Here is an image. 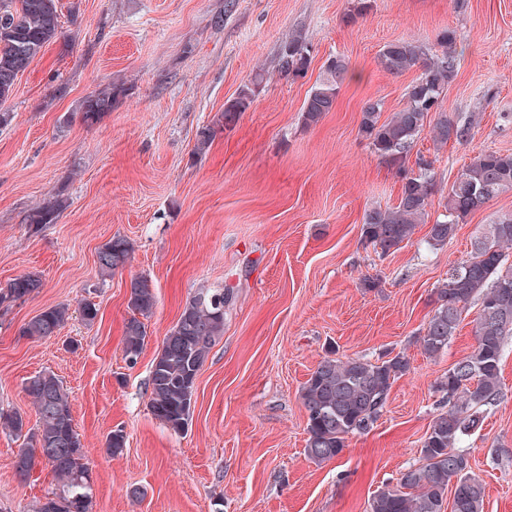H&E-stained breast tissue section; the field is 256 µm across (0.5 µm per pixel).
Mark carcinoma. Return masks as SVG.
<instances>
[{"label":"carcinoma","mask_w":512,"mask_h":512,"mask_svg":"<svg viewBox=\"0 0 512 512\" xmlns=\"http://www.w3.org/2000/svg\"><path fill=\"white\" fill-rule=\"evenodd\" d=\"M58 0H0V102L11 95L18 75L47 45L61 38ZM438 50L430 55L422 46L393 41L378 55L380 68L400 75L422 68L408 87L406 104L385 120L382 103L365 102L359 132L373 152L389 166L404 172L398 203L374 207L364 216L362 235L385 255L411 238L415 225L425 223L432 205L435 173L421 160L418 171L405 170L412 144L431 127L434 143L464 142L475 124V115L462 119L442 109L443 93L457 71L455 31H442ZM310 65V50L304 37L292 36L282 51L280 69L294 77L304 76ZM324 78L315 84L301 108L302 123L316 125L332 111L344 85L349 65L341 56L329 57L323 65ZM264 80L256 74L237 96L224 104V128L234 126L246 111ZM114 92L88 96L81 105L83 121L92 125L112 110ZM512 190V154L484 149L474 155L448 189L445 212L431 225L428 245H443L457 225L503 192ZM65 207L58 196L27 215V223L53 224ZM512 214L496 217L472 242L469 260L454 268L438 288V306L418 338L423 352L435 356L448 348L460 322L462 309L472 300L480 303L476 319V346L439 381L437 391L446 397L448 410L433 420L420 448L421 463L406 469L394 486L377 491L368 512H445L448 492H453L450 512H483L484 487L472 472L469 452L461 448L464 438L478 428L484 408L500 394L501 358L505 337L512 335ZM130 242L112 237L101 246L97 263L101 276L110 277L131 257ZM41 288L35 274H22L0 289V310L31 296ZM128 308L131 316L124 328V354L134 365L143 351L148 317L156 300L151 282L131 279ZM224 290L201 289L182 309L178 321L163 340L150 371L149 406L152 414L172 431L188 426L197 376L216 339L224 333ZM70 318V307L58 304L42 310L25 324L22 334L47 338L56 334ZM410 369L409 361L396 355L378 362L360 358L324 357L310 374L301 391L306 411L305 452L315 463L337 458L349 436L367 430L383 411L393 383ZM25 391L38 416L34 428L27 427L17 411H0V427L24 436L26 445L14 461L16 473L25 478L34 467V443L54 451L46 464L58 486L36 505V512H92L90 471L84 447L77 434L71 401L62 382L51 373L27 379ZM107 451L117 456L125 448L123 430L111 431Z\"/></svg>","instance_id":"carcinoma-1"}]
</instances>
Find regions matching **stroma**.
I'll use <instances>...</instances> for the list:
<instances>
[{
  "instance_id": "obj_1",
  "label": "stroma",
  "mask_w": 512,
  "mask_h": 512,
  "mask_svg": "<svg viewBox=\"0 0 512 512\" xmlns=\"http://www.w3.org/2000/svg\"><path fill=\"white\" fill-rule=\"evenodd\" d=\"M62 36L19 74L0 110V288L40 277L38 293L0 311V408L38 417L28 378L54 373L70 393L73 423L92 472L93 512H367L371 497L420 460L421 442L444 410L438 382L476 345L478 302L463 312L447 349L425 355L418 338L437 290L470 257L474 238L512 213V191L428 246L429 224L382 255L365 243V213L398 201L401 180L359 133L367 100L385 114L405 104L419 75L383 71L389 42L434 47L455 30L460 60L444 93L450 114H480L463 143L436 147L429 132L409 160L432 164L438 191L480 150L512 152V0H371L348 20L351 0H59ZM311 47L306 76L281 73L292 34ZM343 56L348 77L335 108L305 126L300 109ZM261 90L205 151L199 130L216 126L229 99L255 75ZM121 88L92 125L80 106L92 92ZM56 223L26 222L55 195ZM126 238L131 258L102 278L98 249ZM147 277L156 303L135 366L123 332L129 283ZM224 288V333L196 382L189 425L170 431L149 407L151 365L185 302ZM92 300L85 324L75 309ZM74 312L52 337L21 329L44 308ZM410 364L367 431L336 459L305 454L301 389L328 349ZM123 430L126 447L106 453ZM23 439L0 429V512H33L56 489L37 463L20 480L13 461ZM485 488L484 512H512V337L501 361V393L462 443Z\"/></svg>"
}]
</instances>
